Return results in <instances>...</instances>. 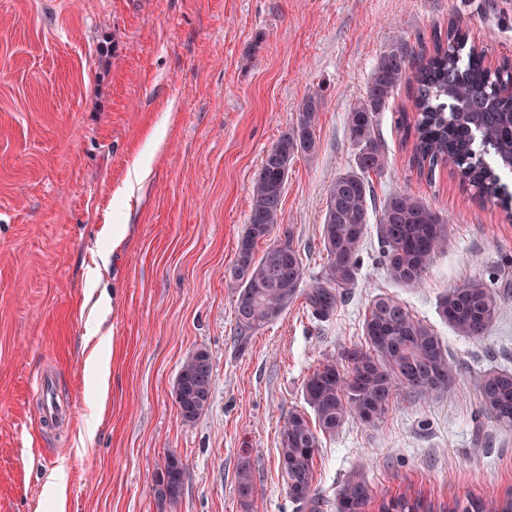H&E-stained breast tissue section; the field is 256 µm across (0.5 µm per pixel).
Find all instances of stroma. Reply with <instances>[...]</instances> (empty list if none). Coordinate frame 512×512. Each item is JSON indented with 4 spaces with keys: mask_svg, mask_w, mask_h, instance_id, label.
Instances as JSON below:
<instances>
[{
    "mask_svg": "<svg viewBox=\"0 0 512 512\" xmlns=\"http://www.w3.org/2000/svg\"><path fill=\"white\" fill-rule=\"evenodd\" d=\"M452 21L487 67L512 60V0H0V512H159L151 478L170 452L186 466L171 512H296L279 429L303 408L323 355L360 341L380 293L433 325L461 375L448 395L398 399L377 427L351 422L324 439L317 488L334 496L360 470L370 512L400 494L437 505L512 492V429L480 415L469 379L512 370V219L462 192L452 165L430 179L410 166L395 125L406 90L378 118L388 167L373 184L377 197L408 192L450 220L423 285L389 277L372 227L358 282L331 319L298 301L244 339L234 317L230 269L252 183L303 99L325 101L318 151L288 174L283 226L312 278L325 260L328 187L354 159L347 115L380 52L398 35L430 52ZM160 130L149 174L122 195ZM474 276L504 292L477 343L437 313ZM106 334L104 395L86 359ZM198 348L212 356V401L187 424L171 390ZM44 371L70 410L54 427L33 389ZM244 448L256 485L247 508ZM59 477L62 505L50 490ZM238 496L243 505L247 508L250 505L254 495V483L252 479V469L250 462L249 449H241L238 464Z\"/></svg>",
    "mask_w": 512,
    "mask_h": 512,
    "instance_id": "1",
    "label": "stroma"
}]
</instances>
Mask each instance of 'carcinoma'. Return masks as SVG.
Returning a JSON list of instances; mask_svg holds the SVG:
<instances>
[{
  "mask_svg": "<svg viewBox=\"0 0 512 512\" xmlns=\"http://www.w3.org/2000/svg\"><path fill=\"white\" fill-rule=\"evenodd\" d=\"M433 41V53L413 63L404 39L395 38L379 55L366 95L348 112L354 164L328 189L321 229L326 259L311 282L291 233L284 232L260 255L256 245L283 223V195L296 156L312 157L317 151L315 128L322 100L305 98L295 123L267 152L253 183L249 221L231 268L241 334L250 336L274 322L299 298L317 319L335 315L357 283L358 252L375 214L382 259L398 283L419 287L434 259L447 248L448 220L419 198L396 192L376 203L371 175L381 176L387 168L376 136L378 116L403 84L409 86L411 105L399 110L397 126L404 142L412 143L410 165L431 175L449 162L476 198L498 204L512 216V192L503 180L504 172H512V102L495 94L499 85L512 82V62L487 68L483 49L469 43L467 32L454 23L445 32L434 33ZM500 301L496 289L472 277L448 288L438 314L456 335L478 341L487 336ZM458 375L431 325L391 296L374 297L364 314L362 342L320 360L303 384L309 410L290 412L280 427L279 466L288 497L299 512H369L371 487L359 471L347 476L332 501L314 485L322 439L335 437L350 420L374 428L396 398H437L448 392ZM471 381L481 414L511 429L512 371L490 368L471 376ZM211 389L210 354L194 350L173 385L174 402L184 421L193 422L207 410ZM184 471L181 458L168 454L153 477L160 505L179 499ZM237 491L243 505L249 506L254 483L247 448L239 455ZM380 512H434V506L421 498L398 496L383 502ZM439 512H512V494L501 500L456 497L439 505Z\"/></svg>",
  "mask_w": 512,
  "mask_h": 512,
  "instance_id": "carcinoma-1",
  "label": "carcinoma"
}]
</instances>
